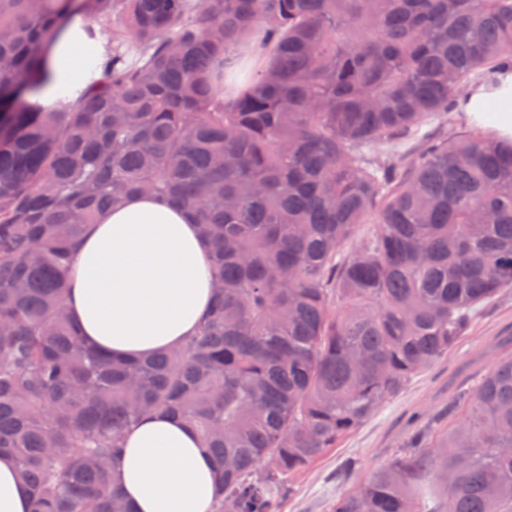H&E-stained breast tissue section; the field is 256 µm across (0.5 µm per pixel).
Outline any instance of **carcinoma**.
I'll return each mask as SVG.
<instances>
[{
  "label": "carcinoma",
  "mask_w": 512,
  "mask_h": 512,
  "mask_svg": "<svg viewBox=\"0 0 512 512\" xmlns=\"http://www.w3.org/2000/svg\"><path fill=\"white\" fill-rule=\"evenodd\" d=\"M71 23L104 54L41 103ZM257 33L268 59L239 85ZM507 68L512 0H0V453L33 512H134L116 467L155 412L210 453L212 512H277L447 356L512 288V139L480 114L445 129ZM133 193L195 213L215 293L182 346L115 360L71 320L66 271ZM462 402L330 512H512V357ZM488 97L489 95L482 85H475L463 98L460 108L467 115L476 114L486 106ZM463 112H453L448 132L464 134L472 128L469 119L466 118Z\"/></svg>",
  "instance_id": "cac0c4a2"
}]
</instances>
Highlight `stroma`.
<instances>
[{"instance_id":"obj_1","label":"stroma","mask_w":512,"mask_h":512,"mask_svg":"<svg viewBox=\"0 0 512 512\" xmlns=\"http://www.w3.org/2000/svg\"><path fill=\"white\" fill-rule=\"evenodd\" d=\"M512 356V290L488 304L458 345L432 369L290 481L279 512H329L336 497L363 483L413 430L438 434L458 420L449 403L474 391L495 359Z\"/></svg>"}]
</instances>
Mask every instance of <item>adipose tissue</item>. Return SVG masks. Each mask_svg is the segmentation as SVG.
Listing matches in <instances>:
<instances>
[{
	"instance_id": "ef3b65f1",
	"label": "adipose tissue",
	"mask_w": 512,
	"mask_h": 512,
	"mask_svg": "<svg viewBox=\"0 0 512 512\" xmlns=\"http://www.w3.org/2000/svg\"><path fill=\"white\" fill-rule=\"evenodd\" d=\"M87 44L67 29L53 43L43 96L83 82ZM209 253L191 210L133 195L102 211L77 245L69 310L85 340L124 358L182 344L208 308ZM117 481L136 512H211V461L196 431L164 416L144 417L124 440ZM0 512H32L28 486L0 455Z\"/></svg>"
}]
</instances>
